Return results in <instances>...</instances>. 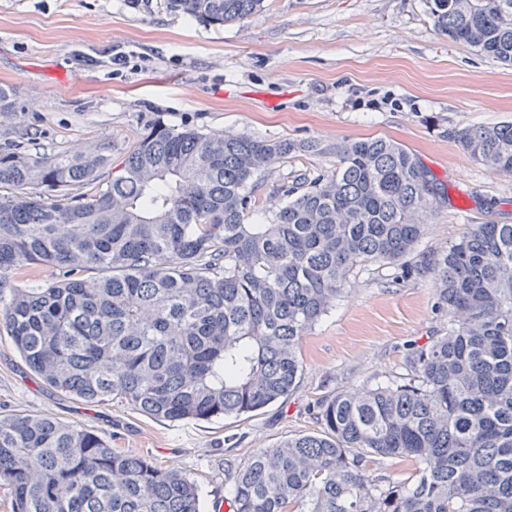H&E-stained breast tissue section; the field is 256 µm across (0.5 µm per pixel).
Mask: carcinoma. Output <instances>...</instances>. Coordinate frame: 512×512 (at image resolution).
I'll use <instances>...</instances> for the list:
<instances>
[{
  "mask_svg": "<svg viewBox=\"0 0 512 512\" xmlns=\"http://www.w3.org/2000/svg\"><path fill=\"white\" fill-rule=\"evenodd\" d=\"M433 30L512 65V0H425ZM214 25L263 0H173ZM19 107L0 85V116ZM512 175V121L454 133ZM153 123L121 168L97 146L0 145V327L58 393L116 398L157 420L247 419L288 399L305 336L357 271L427 277L446 326L403 372L315 403L317 433L226 460L230 512H512V224H471L415 259L441 188L406 147L336 145V168L277 188L264 224L250 188L277 162L323 153ZM58 276L23 287L14 272ZM411 458L412 481L372 469ZM0 481L13 512H200L197 485L98 434L53 418L0 415Z\"/></svg>",
  "mask_w": 512,
  "mask_h": 512,
  "instance_id": "obj_1",
  "label": "carcinoma"
}]
</instances>
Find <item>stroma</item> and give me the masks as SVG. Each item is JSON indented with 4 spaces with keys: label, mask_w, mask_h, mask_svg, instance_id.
Instances as JSON below:
<instances>
[{
    "label": "stroma",
    "mask_w": 512,
    "mask_h": 512,
    "mask_svg": "<svg viewBox=\"0 0 512 512\" xmlns=\"http://www.w3.org/2000/svg\"><path fill=\"white\" fill-rule=\"evenodd\" d=\"M108 50L125 52V64L81 62ZM0 83L20 108L0 122V143L32 136L58 152L88 143L117 165L159 120L325 145L258 175L255 195L268 211L282 183L335 168L332 146L384 137L412 150L444 188L423 251L448 248L469 224H512V176L490 172L453 139L512 120V67L436 34L424 0H264L221 26L169 0H0ZM387 275L384 267L356 275L348 297L303 337L299 388L249 419L158 421L117 400L85 403L44 385L5 336L0 414L93 431L117 451L189 476L201 512H229L226 460L317 431L316 399L400 371L408 346L442 329L430 279L396 288Z\"/></svg>",
    "instance_id": "obj_1"
}]
</instances>
